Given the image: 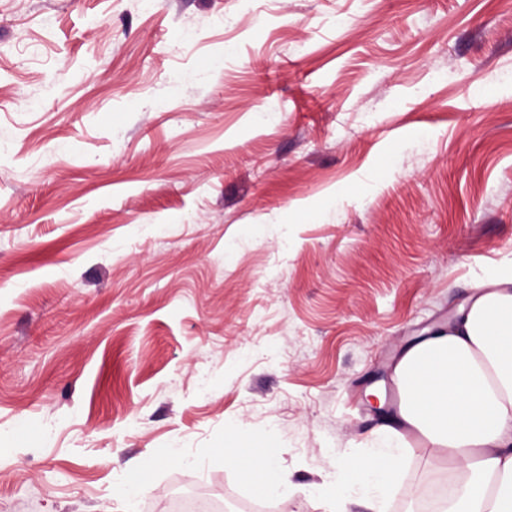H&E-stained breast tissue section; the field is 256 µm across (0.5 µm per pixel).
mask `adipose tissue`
<instances>
[{
    "label": "adipose tissue",
    "instance_id": "ef3b65f1",
    "mask_svg": "<svg viewBox=\"0 0 512 512\" xmlns=\"http://www.w3.org/2000/svg\"><path fill=\"white\" fill-rule=\"evenodd\" d=\"M395 377L401 398L379 444L318 488L328 512L353 502L383 512L403 460L418 449L459 474L439 512H512V268L473 283L448 324L405 351ZM224 465L257 497L290 490L274 449L236 438L224 445Z\"/></svg>",
    "mask_w": 512,
    "mask_h": 512
}]
</instances>
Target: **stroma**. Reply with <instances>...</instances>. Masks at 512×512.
I'll return each mask as SVG.
<instances>
[{
    "mask_svg": "<svg viewBox=\"0 0 512 512\" xmlns=\"http://www.w3.org/2000/svg\"><path fill=\"white\" fill-rule=\"evenodd\" d=\"M508 72L512 0H0V512H326L512 261ZM425 458L387 512L452 482ZM224 465L239 476L251 495L283 497L291 489L278 468L275 448H256L243 438L224 441ZM145 491L146 486L144 484L137 481H128L117 485L113 489V494L123 502L125 512H137L139 499Z\"/></svg>",
    "mask_w": 512,
    "mask_h": 512,
    "instance_id": "obj_1",
    "label": "stroma"
}]
</instances>
